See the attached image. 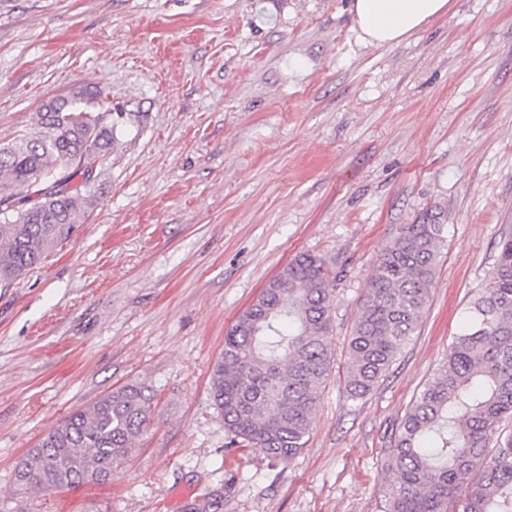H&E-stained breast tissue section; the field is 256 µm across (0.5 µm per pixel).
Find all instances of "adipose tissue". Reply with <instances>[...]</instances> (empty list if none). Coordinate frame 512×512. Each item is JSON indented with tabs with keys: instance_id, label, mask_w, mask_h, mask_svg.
<instances>
[{
	"instance_id": "adipose-tissue-1",
	"label": "adipose tissue",
	"mask_w": 512,
	"mask_h": 512,
	"mask_svg": "<svg viewBox=\"0 0 512 512\" xmlns=\"http://www.w3.org/2000/svg\"><path fill=\"white\" fill-rule=\"evenodd\" d=\"M450 0H351L350 12L365 42L401 43L447 14Z\"/></svg>"
}]
</instances>
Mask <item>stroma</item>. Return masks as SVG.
<instances>
[{
  "label": "stroma",
  "mask_w": 512,
  "mask_h": 512,
  "mask_svg": "<svg viewBox=\"0 0 512 512\" xmlns=\"http://www.w3.org/2000/svg\"><path fill=\"white\" fill-rule=\"evenodd\" d=\"M79 84L143 121L85 223L0 287V494L18 459L113 388L154 414L111 483L24 512H381L383 463L512 234V0H452L407 41H361L349 0H0V143ZM439 208L416 331L363 399L346 350L382 250ZM332 268V362L302 454L229 447L224 336L295 255ZM184 512H224V489H214L200 498L188 502Z\"/></svg>",
  "instance_id": "35a3bbf8"
}]
</instances>
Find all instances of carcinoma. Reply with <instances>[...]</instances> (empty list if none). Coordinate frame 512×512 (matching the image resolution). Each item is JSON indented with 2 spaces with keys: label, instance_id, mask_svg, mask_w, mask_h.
Returning <instances> with one entry per match:
<instances>
[{
  "label": "carcinoma",
  "instance_id": "1",
  "mask_svg": "<svg viewBox=\"0 0 512 512\" xmlns=\"http://www.w3.org/2000/svg\"><path fill=\"white\" fill-rule=\"evenodd\" d=\"M138 112L79 85L43 105L28 131L0 144V287L8 288L73 231L103 165ZM443 225L423 213L378 258L348 343L345 391L371 393L414 335L438 263ZM332 273L302 253L271 279L224 336L211 373L229 446L289 462L306 447L331 363ZM154 395L128 384L70 414L28 450L11 495L112 479L149 428ZM512 235L469 303L437 375L407 410L385 460L382 512H512ZM184 512H224V488Z\"/></svg>",
  "mask_w": 512,
  "mask_h": 512
}]
</instances>
